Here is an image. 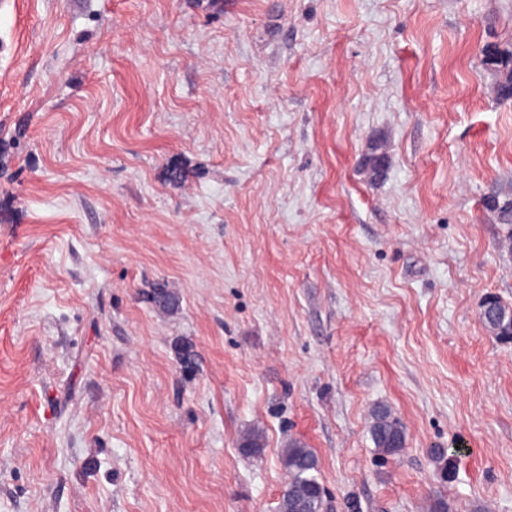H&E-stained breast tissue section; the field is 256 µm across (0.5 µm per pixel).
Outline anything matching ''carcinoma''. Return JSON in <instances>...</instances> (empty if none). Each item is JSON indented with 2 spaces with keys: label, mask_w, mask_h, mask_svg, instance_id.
Returning <instances> with one entry per match:
<instances>
[{
  "label": "carcinoma",
  "mask_w": 512,
  "mask_h": 512,
  "mask_svg": "<svg viewBox=\"0 0 512 512\" xmlns=\"http://www.w3.org/2000/svg\"><path fill=\"white\" fill-rule=\"evenodd\" d=\"M485 64L498 74L497 100L502 104L512 103V51L484 52ZM387 157L383 141L376 138L366 150V165L363 172L370 178L381 159ZM488 208L497 214L499 223L512 225V197L492 194L485 200ZM486 317L494 319L502 333L512 331V308L497 300L489 307ZM375 450L383 457L395 456L404 447L406 433L401 422L392 416L386 407H377L369 427ZM282 464L288 473V484L279 502V512H324L323 493L315 472L318 459L314 452L300 442H294L283 450Z\"/></svg>",
  "instance_id": "obj_1"
}]
</instances>
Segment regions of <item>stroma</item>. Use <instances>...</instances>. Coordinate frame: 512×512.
<instances>
[{"label": "stroma", "instance_id": "1", "mask_svg": "<svg viewBox=\"0 0 512 512\" xmlns=\"http://www.w3.org/2000/svg\"><path fill=\"white\" fill-rule=\"evenodd\" d=\"M487 48L512 0H0V512H277L293 441L326 512H512ZM369 433L375 450L383 457L397 455L406 441L403 425L386 407L374 410Z\"/></svg>", "mask_w": 512, "mask_h": 512}]
</instances>
